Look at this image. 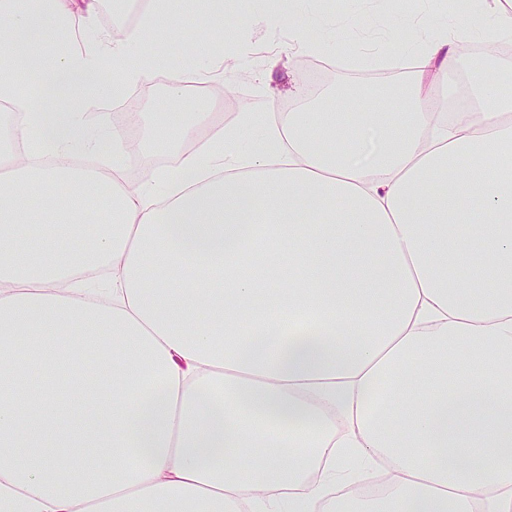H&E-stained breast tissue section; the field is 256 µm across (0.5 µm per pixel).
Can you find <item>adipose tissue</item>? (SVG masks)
<instances>
[{
    "mask_svg": "<svg viewBox=\"0 0 512 512\" xmlns=\"http://www.w3.org/2000/svg\"><path fill=\"white\" fill-rule=\"evenodd\" d=\"M300 2L208 0L192 30L148 0L117 36L99 0H0V512H512V14L471 0L396 48L436 79L483 45L466 109L418 88L225 124L224 51L250 60L225 6ZM161 37L198 107L137 183L143 116L102 106Z\"/></svg>",
    "mask_w": 512,
    "mask_h": 512,
    "instance_id": "adipose-tissue-1",
    "label": "adipose tissue"
}]
</instances>
